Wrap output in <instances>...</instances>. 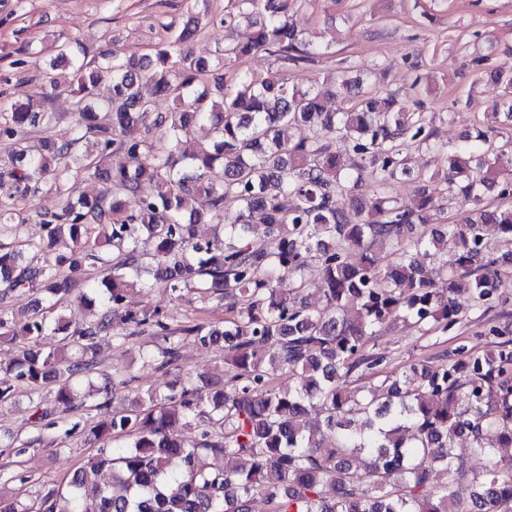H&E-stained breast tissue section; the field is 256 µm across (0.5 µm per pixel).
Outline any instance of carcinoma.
<instances>
[{
    "instance_id": "1",
    "label": "carcinoma",
    "mask_w": 512,
    "mask_h": 512,
    "mask_svg": "<svg viewBox=\"0 0 512 512\" xmlns=\"http://www.w3.org/2000/svg\"><path fill=\"white\" fill-rule=\"evenodd\" d=\"M309 2L229 0L220 22L245 21L252 32L224 45V66L259 52L282 69L315 62L317 47L297 22ZM195 32L186 26L141 58L112 49L87 61L60 49L49 66L74 68L69 95L79 120L72 137L38 153L28 136L49 129L55 113L35 102L0 112V138L10 142L0 155V237L18 232L14 198L45 191L64 199L41 215L48 243L66 235L76 245L35 265L0 243V284L59 295L69 291L65 271L102 270L100 303L80 296L95 308L90 326L40 306L18 320L0 309V342L29 344L13 364L15 379L35 389L55 382V403L70 411L99 337L149 333L164 342L147 353L162 366L189 337L224 344L231 381L228 390L174 384L136 393L90 429L124 448L88 459L39 512H252L259 495L268 512H512L508 343L348 387L359 370L379 373L384 357L371 342L392 319L425 335L445 332L459 322L456 296L494 303L512 276V74H491L500 126L476 127L450 145L428 113L421 74L396 90L377 85L385 64L364 80L349 66L322 85L239 70L209 85L200 76L211 62L174 49ZM158 95L172 111L155 112ZM328 97L343 107L327 111ZM139 121L157 135L127 138V125ZM200 123L213 137L193 142ZM295 126L309 135L285 137ZM412 148L444 156L446 168L420 174L418 192L402 200L390 188L411 174ZM81 180L102 190L89 196ZM144 180L154 185L150 195L141 193ZM198 195L208 199L206 214L192 211ZM451 199L466 207L458 224L442 222ZM228 207L238 212L231 224ZM489 224L503 243L496 255L484 250ZM207 226L223 227L224 249L213 248ZM259 232L271 238L265 250L253 249ZM313 264L322 280L317 307L302 296ZM286 277L295 288L283 294L277 284ZM155 284L178 297L222 291L238 315L172 329L158 311L125 307L129 292ZM284 369L296 386L276 384ZM313 413L322 420L311 421ZM187 425L200 427L191 446L180 435ZM459 438L486 462L466 498ZM211 455L224 466L212 467ZM105 465L112 486L85 496L88 476Z\"/></svg>"
}]
</instances>
